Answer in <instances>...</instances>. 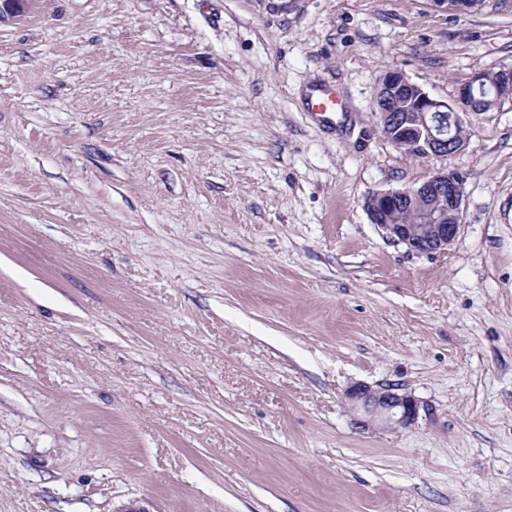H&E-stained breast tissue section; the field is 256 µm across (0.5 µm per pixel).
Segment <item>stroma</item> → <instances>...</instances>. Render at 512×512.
Here are the masks:
<instances>
[{
	"label": "stroma",
	"mask_w": 512,
	"mask_h": 512,
	"mask_svg": "<svg viewBox=\"0 0 512 512\" xmlns=\"http://www.w3.org/2000/svg\"><path fill=\"white\" fill-rule=\"evenodd\" d=\"M509 68L512 9L433 0L1 18L0 512H512V101L444 161L373 111L390 71L452 103ZM443 167L455 243L387 241L366 197ZM347 397L370 416L390 425H410L418 414L417 402L408 395L394 392L390 386L379 389L356 386Z\"/></svg>",
	"instance_id": "35a3bbf8"
}]
</instances>
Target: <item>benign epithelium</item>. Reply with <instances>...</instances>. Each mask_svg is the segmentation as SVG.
<instances>
[{"mask_svg": "<svg viewBox=\"0 0 512 512\" xmlns=\"http://www.w3.org/2000/svg\"><path fill=\"white\" fill-rule=\"evenodd\" d=\"M33 0H0V18L19 15ZM489 91L494 102L512 100V70H503L495 79L475 73L459 89L450 105L431 97L401 71H391L379 81L378 93L387 105L375 111L382 135L406 154L421 159L445 160L463 151L461 114L475 112L477 96ZM405 98L413 112H394L390 103ZM463 189L460 177L446 168L424 182L399 190L376 192L365 201L370 221L385 239L403 244L417 255H436L448 250L458 238L463 217ZM347 397L355 405L386 424L410 425L418 414V404L388 386L372 389L356 386Z\"/></svg>", "mask_w": 512, "mask_h": 512, "instance_id": "1", "label": "benign epithelium"}]
</instances>
